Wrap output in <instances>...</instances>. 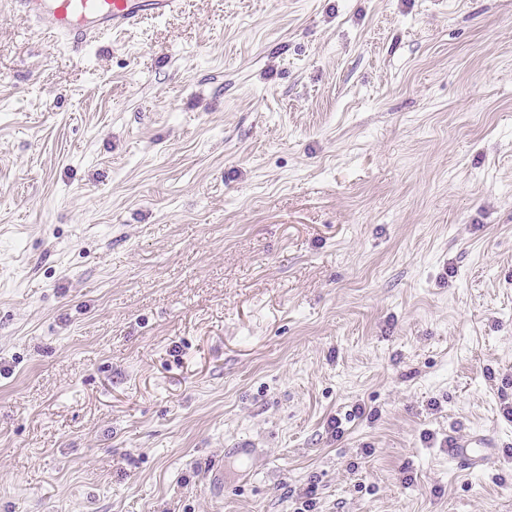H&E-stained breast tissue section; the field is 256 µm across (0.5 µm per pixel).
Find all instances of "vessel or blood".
Returning a JSON list of instances; mask_svg holds the SVG:
<instances>
[{
    "label": "vessel or blood",
    "instance_id": "obj_1",
    "mask_svg": "<svg viewBox=\"0 0 512 512\" xmlns=\"http://www.w3.org/2000/svg\"><path fill=\"white\" fill-rule=\"evenodd\" d=\"M179 0H13L17 9L56 41L82 46L105 33L172 12ZM487 441L469 436L451 450L458 464L475 470L488 462Z\"/></svg>",
    "mask_w": 512,
    "mask_h": 512
}]
</instances>
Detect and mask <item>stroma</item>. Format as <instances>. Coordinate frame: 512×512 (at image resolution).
<instances>
[{"label":"stroma","mask_w":512,"mask_h":512,"mask_svg":"<svg viewBox=\"0 0 512 512\" xmlns=\"http://www.w3.org/2000/svg\"><path fill=\"white\" fill-rule=\"evenodd\" d=\"M180 2L0 0V512H512V0ZM45 34L75 47L172 12L179 0H13ZM487 440L483 436H469L457 441L451 454L458 464L468 469H481L488 463Z\"/></svg>","instance_id":"1"}]
</instances>
